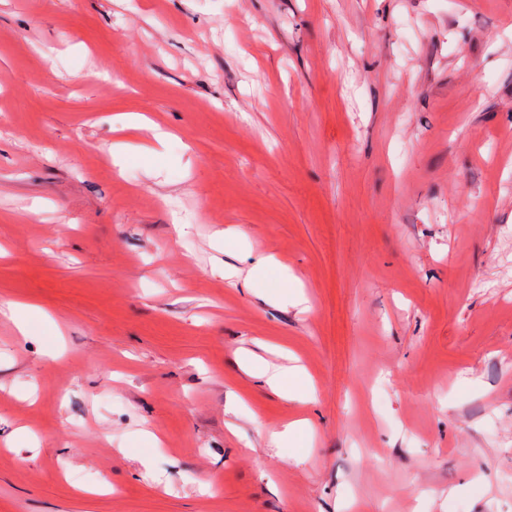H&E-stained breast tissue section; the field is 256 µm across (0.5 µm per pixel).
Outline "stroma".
Listing matches in <instances>:
<instances>
[{"label":"stroma","mask_w":512,"mask_h":512,"mask_svg":"<svg viewBox=\"0 0 512 512\" xmlns=\"http://www.w3.org/2000/svg\"><path fill=\"white\" fill-rule=\"evenodd\" d=\"M8 301L0 512H512V0H0ZM0 314L8 316L23 335H27L32 330V324L35 319L47 318L46 314L35 306L12 302L2 306ZM260 377L265 378L266 383L274 390L292 398L294 396L308 397L311 391L299 369L279 368L270 371L268 367L257 366Z\"/></svg>","instance_id":"35a3bbf8"}]
</instances>
